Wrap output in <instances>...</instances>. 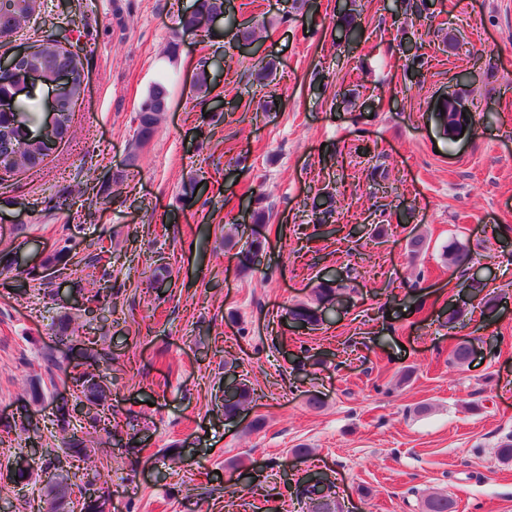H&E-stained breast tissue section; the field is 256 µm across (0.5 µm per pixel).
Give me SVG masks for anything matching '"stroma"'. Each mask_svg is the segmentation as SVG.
Returning <instances> with one entry per match:
<instances>
[{
    "label": "stroma",
    "instance_id": "1",
    "mask_svg": "<svg viewBox=\"0 0 512 512\" xmlns=\"http://www.w3.org/2000/svg\"><path fill=\"white\" fill-rule=\"evenodd\" d=\"M194 0H45L39 36L83 51L86 91L68 141L38 171L0 182V254L26 272L0 273V512H31L60 440L51 423L67 372L48 367L52 323L76 312L92 282L112 295L106 375L121 444L106 448L112 512H306L291 493L305 474L332 483L343 512H421L429 494L452 493L458 512H512V0H440L433 23L394 0H353L360 45L337 41L335 0H230L240 22L262 24L237 44L225 20L200 38L181 29ZM414 35L425 79L408 86L395 36ZM177 54H170L172 41ZM220 59L209 95L194 74ZM275 60L278 111L248 75ZM165 83L167 112L140 146L137 109ZM361 106L336 102L339 87ZM461 97L472 132L449 141L434 112ZM381 152L373 182L364 147ZM342 152L343 168L327 158ZM205 172L193 199L182 189ZM335 189L338 224H385L349 247L316 230L308 207ZM263 194L270 220L252 223L243 198ZM427 250L412 256L409 237ZM265 242L258 269L238 257ZM464 244L480 295L453 278L442 257ZM69 246L78 284L43 275ZM171 276L157 288L152 269ZM348 271L349 290L313 330L289 311L312 299L320 278ZM464 310L449 328V308ZM471 340L457 367L451 352ZM253 391L248 410L224 416V376ZM40 380L41 402L25 391ZM323 406L310 408V398ZM428 413H418L421 405ZM42 451L30 454L31 441ZM180 454L172 465L171 454ZM27 456L35 483H10Z\"/></svg>",
    "mask_w": 512,
    "mask_h": 512
}]
</instances>
